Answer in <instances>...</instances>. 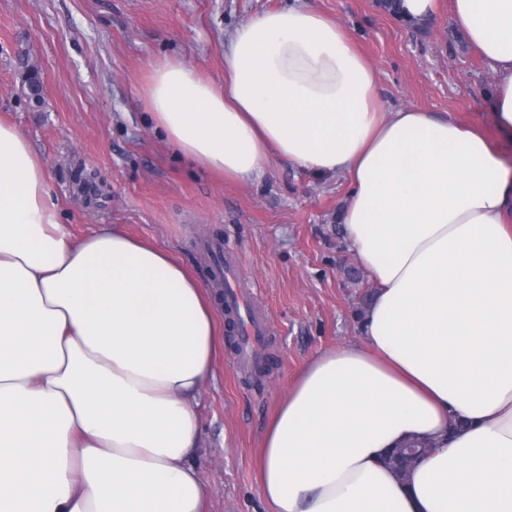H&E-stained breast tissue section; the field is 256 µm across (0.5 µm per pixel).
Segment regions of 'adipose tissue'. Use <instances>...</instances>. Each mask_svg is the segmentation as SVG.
<instances>
[{"mask_svg":"<svg viewBox=\"0 0 512 512\" xmlns=\"http://www.w3.org/2000/svg\"><path fill=\"white\" fill-rule=\"evenodd\" d=\"M512 133V0H452ZM145 106L228 181L275 159L349 184L374 296L357 343L309 360L261 439L275 512H512V168L451 117L384 108L349 31L308 0L241 24L215 82L170 58ZM224 342L171 251L61 224L45 162L0 122V512H208L198 399ZM431 450L401 480L387 449Z\"/></svg>","mask_w":512,"mask_h":512,"instance_id":"obj_1","label":"adipose tissue"}]
</instances>
